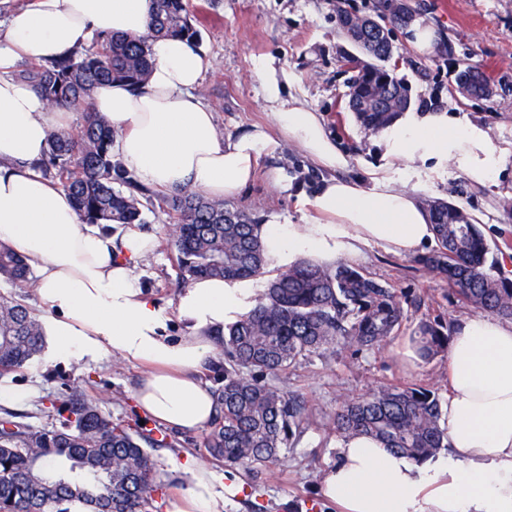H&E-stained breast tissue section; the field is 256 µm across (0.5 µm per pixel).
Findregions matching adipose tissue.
<instances>
[{
  "mask_svg": "<svg viewBox=\"0 0 512 512\" xmlns=\"http://www.w3.org/2000/svg\"><path fill=\"white\" fill-rule=\"evenodd\" d=\"M153 0H34L0 29V243L23 256L37 275L36 294L51 358L98 361L113 356L143 367L136 407L178 431L209 427L216 399L201 370L226 326L257 303L256 279H199L172 307L145 291L138 266L156 248L154 234L134 224L112 233L83 223L72 198L35 164L69 112L47 108L13 76L23 61L67 55L101 34L148 36L153 67L143 89L114 82L92 98L116 130L113 149L140 181L160 190L188 186L212 199L237 194L258 159L285 134L307 157L331 170L349 159L329 137L319 113L281 97L269 81L274 127L220 137L196 90L211 66L195 43L149 37ZM384 160L369 180L323 179L310 199L315 219L261 224L269 264L302 260L324 267L362 249L410 256L434 240L430 214L416 190L398 188L400 161L450 162L477 187L494 180L502 154L483 128L442 114L409 116L384 132ZM185 327L171 338L167 324ZM448 447L416 463L365 438H343L320 490L342 512H512V323L476 315L455 328L448 394L441 403ZM190 487L171 512H227L241 487L186 459Z\"/></svg>",
  "mask_w": 512,
  "mask_h": 512,
  "instance_id": "adipose-tissue-1",
  "label": "adipose tissue"
}]
</instances>
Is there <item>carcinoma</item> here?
Wrapping results in <instances>:
<instances>
[{"label":"carcinoma","mask_w":512,"mask_h":512,"mask_svg":"<svg viewBox=\"0 0 512 512\" xmlns=\"http://www.w3.org/2000/svg\"><path fill=\"white\" fill-rule=\"evenodd\" d=\"M189 0H154L150 36L103 35L92 49L78 48L46 63L25 62L15 79L49 105L81 115L76 128L54 132L38 167L73 199L83 222L112 230L143 223L147 189L112 144L115 132L91 107L96 88L113 81L133 89L146 84L152 60L149 37L199 41ZM349 86L360 128L377 134L412 106L408 84L388 67L392 41L362 48ZM454 91L489 97L494 87L476 66L457 65ZM167 236L177 252L180 279L259 277L269 265L248 212L182 188L169 201ZM437 249L418 258L422 271L448 281L467 306L512 320V280L492 274L491 247L474 219L457 205L427 203ZM0 279L23 289L33 273L10 246L0 243ZM406 318L402 292L346 262L325 268L301 261L268 280L257 306L224 329V385L219 415L204 437L208 453L230 469L251 473L281 465L301 440L311 415L304 399L275 379L309 357L338 350L356 357L383 349ZM415 342L431 359L448 351L449 325L419 318ZM44 347L36 315L0 294V372L29 365ZM60 426L36 428L8 410L0 416V512H152L155 463L145 433L112 422L99 402L75 386L56 407ZM336 438L368 436L420 463L448 447L433 387L385 384L339 401L329 416Z\"/></svg>","instance_id":"cac0c4a2"}]
</instances>
